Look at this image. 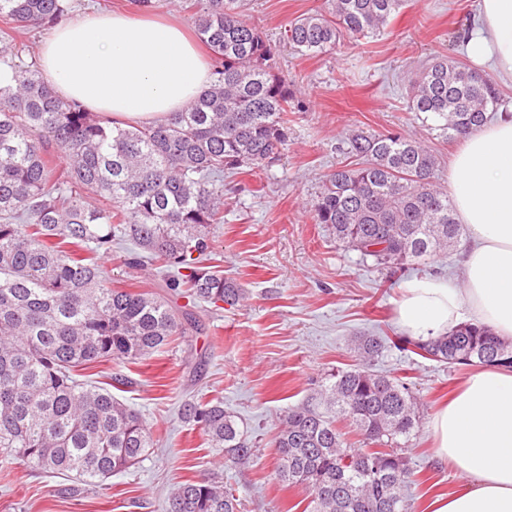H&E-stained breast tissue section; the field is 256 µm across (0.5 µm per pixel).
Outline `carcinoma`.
Returning <instances> with one entry per match:
<instances>
[{
    "instance_id": "carcinoma-1",
    "label": "carcinoma",
    "mask_w": 512,
    "mask_h": 512,
    "mask_svg": "<svg viewBox=\"0 0 512 512\" xmlns=\"http://www.w3.org/2000/svg\"><path fill=\"white\" fill-rule=\"evenodd\" d=\"M195 32L208 49L211 84L185 109L153 124L116 122L58 97L18 35L69 17V0H0V458L81 485L138 465L152 448L141 415L108 388L78 383L74 371L112 360H145L176 335L198 329L148 292L113 288L99 255L128 239L169 285L193 302L236 305L244 290L202 264L214 224L224 223V172L261 170L288 147V113L301 111L275 71L271 45L239 0H204ZM405 0H328L325 13L298 17L288 43L304 56L383 32ZM495 83L437 58L414 81L407 108L448 140H460L497 111ZM360 165L328 175L313 219L336 242L388 268L445 255L461 240L438 159L401 133L354 132ZM414 347L448 365L512 368V342L466 323ZM381 343H358L360 363L329 375L288 409L275 437L278 481L310 493L309 512H410L413 471L402 443L419 429L422 404L409 383L369 368ZM181 419L197 425L224 461L244 465L251 440L224 401H190ZM343 421L366 448L346 441ZM166 512H240L231 489L186 481Z\"/></svg>"
}]
</instances>
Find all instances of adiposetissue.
Returning a JSON list of instances; mask_svg holds the SVG:
<instances>
[{"label":"adipose tissue","mask_w":512,"mask_h":512,"mask_svg":"<svg viewBox=\"0 0 512 512\" xmlns=\"http://www.w3.org/2000/svg\"><path fill=\"white\" fill-rule=\"evenodd\" d=\"M466 51L512 82V0H479ZM39 63L56 94L120 122H159L181 111L211 81L209 65L174 21L94 12L57 25ZM456 218L473 245L461 282L414 278L395 311L409 337L425 341L463 314L512 338V113L462 141L448 163ZM436 451L464 485L435 512H512V371L472 372L434 412Z\"/></svg>","instance_id":"adipose-tissue-1"}]
</instances>
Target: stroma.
<instances>
[{"label": "stroma", "instance_id": "35a3bbf8", "mask_svg": "<svg viewBox=\"0 0 512 512\" xmlns=\"http://www.w3.org/2000/svg\"><path fill=\"white\" fill-rule=\"evenodd\" d=\"M324 6L325 0H243L246 19L271 44L280 75L303 105L288 115V148L279 161L224 180L227 204L223 223L211 229L212 251L246 300L207 307L198 314V331L175 337L150 359L79 372L93 386H105L114 374L128 379L119 397L150 428L149 457L102 486L63 496L56 492L59 478L0 462V512H164L180 483L201 478L231 488L241 512H305L308 492L275 478L272 440L289 407L319 389L330 371L357 364L356 341L370 335L386 339L372 370L409 382L424 408L426 422L405 446L414 472L412 512H434L436 500L461 486L435 453L428 419L471 369L397 348L403 334L394 310L406 280L458 278L463 246L394 272L338 246L327 227L313 223L311 205L326 175L348 163V136L357 130L423 138L439 159L436 182L447 187L457 145L427 133L407 100L428 60H466L463 40L477 0H406L380 35L342 40L316 57L295 53L283 40L289 23ZM135 251L128 241L113 245L100 261L107 282L191 309L167 287L159 265L128 266ZM188 398L223 399L253 443L249 464H225L221 449L181 421Z\"/></svg>", "mask_w": 512, "mask_h": 512}]
</instances>
